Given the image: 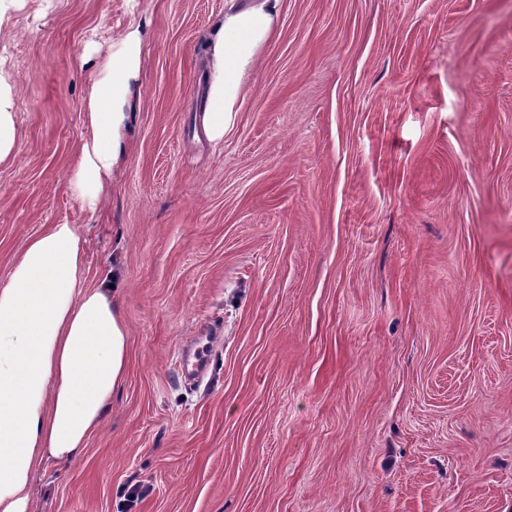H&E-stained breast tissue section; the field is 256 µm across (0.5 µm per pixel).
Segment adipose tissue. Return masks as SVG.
I'll return each mask as SVG.
<instances>
[{
  "label": "adipose tissue",
  "instance_id": "adipose-tissue-1",
  "mask_svg": "<svg viewBox=\"0 0 512 512\" xmlns=\"http://www.w3.org/2000/svg\"><path fill=\"white\" fill-rule=\"evenodd\" d=\"M281 0H229L208 38L201 75L204 135L223 141L245 100L248 77L277 29ZM139 30L97 65L87 100L89 134L72 187L96 210L121 154L128 98L140 68ZM84 252L74 225L32 238L0 285V512H34V484L48 462L80 459L125 380L128 330L117 275L92 288L80 280Z\"/></svg>",
  "mask_w": 512,
  "mask_h": 512
}]
</instances>
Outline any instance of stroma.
Segmentation results:
<instances>
[{
    "label": "stroma",
    "instance_id": "obj_1",
    "mask_svg": "<svg viewBox=\"0 0 512 512\" xmlns=\"http://www.w3.org/2000/svg\"><path fill=\"white\" fill-rule=\"evenodd\" d=\"M225 2L0 0V284L75 225L84 287L122 272L129 334L110 416L39 470L37 512H512V0H281L214 145L195 130ZM136 26L92 212L70 184L85 102ZM10 86L0 75V164L12 161L17 137Z\"/></svg>",
    "mask_w": 512,
    "mask_h": 512
}]
</instances>
